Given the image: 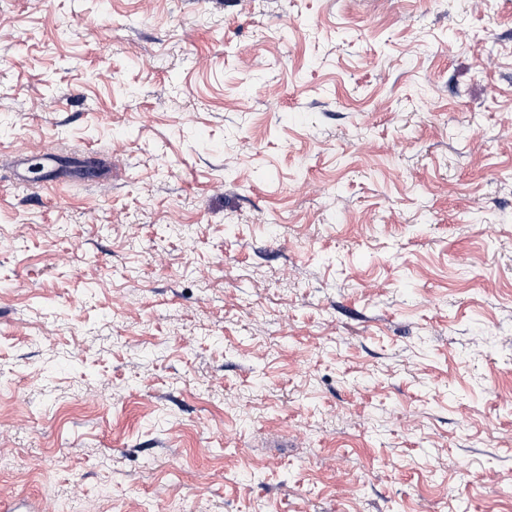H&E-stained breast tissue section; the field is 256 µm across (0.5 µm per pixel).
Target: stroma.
Wrapping results in <instances>:
<instances>
[{"label": "stroma", "mask_w": 512, "mask_h": 512, "mask_svg": "<svg viewBox=\"0 0 512 512\" xmlns=\"http://www.w3.org/2000/svg\"><path fill=\"white\" fill-rule=\"evenodd\" d=\"M0 495L512 512V0H0Z\"/></svg>", "instance_id": "obj_1"}]
</instances>
